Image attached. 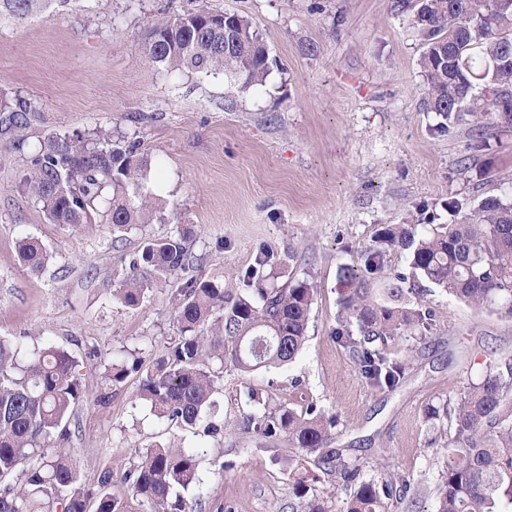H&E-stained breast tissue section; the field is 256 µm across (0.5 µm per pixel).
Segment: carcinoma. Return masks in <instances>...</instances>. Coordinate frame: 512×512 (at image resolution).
Listing matches in <instances>:
<instances>
[{
    "label": "carcinoma",
    "mask_w": 512,
    "mask_h": 512,
    "mask_svg": "<svg viewBox=\"0 0 512 512\" xmlns=\"http://www.w3.org/2000/svg\"><path fill=\"white\" fill-rule=\"evenodd\" d=\"M413 12L424 41L422 67L430 109L453 125L468 117L487 127L512 125V0H401ZM145 51L161 72L195 71L237 76L246 86L264 82L268 50L252 23L235 15L201 10L158 20ZM32 121L24 104L0 102V127L12 134L13 149L30 156L20 186L52 224H100L119 240L135 224L163 219V204L144 184L148 162L136 140L116 139L100 128L90 135L49 136L36 144L26 130ZM190 231L151 239L129 262L130 275L117 298L128 307L142 303L151 283L186 269ZM406 253L409 272L393 268L392 255ZM22 263L44 271L52 254L32 238L18 243ZM274 253L263 250L256 265L240 275L236 291L202 277L174 296L177 336L166 355L147 369L140 389L159 418L218 433L226 361L241 373L288 365L302 352L317 288L304 277L278 285L265 278ZM426 281L475 308L512 316V204L487 197L455 224L421 228L389 224L362 253L358 269L337 271L340 310L332 336L346 348L360 375L373 386H396L401 361L388 344L425 335L434 322ZM80 361L54 345L28 349L0 339V512H120L107 493L85 489L76 462L54 445L68 437L71 413L84 398ZM128 371L126 360L107 368L112 383ZM251 400L258 407L239 419L258 440L284 438L336 473L345 494L342 512H388L393 499L407 497L411 483L384 475L365 478L363 466L329 448L334 417L310 405L300 411L276 399ZM431 424L445 419L448 464L440 476L436 512H512V358H502L455 400L432 407ZM204 446H152L128 479L149 512H184L183 497L198 479ZM306 498V475H294ZM334 491V492H336ZM334 492L306 498L301 512H331Z\"/></svg>",
    "instance_id": "obj_1"
}]
</instances>
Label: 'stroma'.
Here are the masks:
<instances>
[{
    "instance_id": "obj_1",
    "label": "stroma",
    "mask_w": 512,
    "mask_h": 512,
    "mask_svg": "<svg viewBox=\"0 0 512 512\" xmlns=\"http://www.w3.org/2000/svg\"><path fill=\"white\" fill-rule=\"evenodd\" d=\"M201 7L253 21L273 61L264 84L154 68L143 49L152 23ZM423 50L397 0H37L23 16L0 0V96L34 112L28 136L106 127L139 140L145 184L166 203L163 222L119 242L104 227L50 223L18 189L28 157L0 130V339L50 343L81 361L86 397L62 446L86 489L110 473L122 512H145L123 479L145 448L202 443L190 512H298L291 471L302 451L236 425L254 408L252 389L295 409L315 403L336 419L334 448L363 462L365 476L391 471L419 486L390 512H435L449 426L429 425L427 411L478 381L489 358L512 356V316L431 288L437 327L392 347L404 367L393 388L369 386L331 336L337 270L358 266L382 227L452 223L454 200L467 213L488 196L512 203V126L444 128L427 105ZM186 224L192 267L140 306L115 298L143 243ZM25 236L53 253L46 271L19 262ZM263 248L282 277L317 285L303 351L281 368L225 372L212 437L157 418L138 393L144 365L174 334L175 290L198 277L238 289ZM121 355L143 366L113 384L106 366Z\"/></svg>"
}]
</instances>
